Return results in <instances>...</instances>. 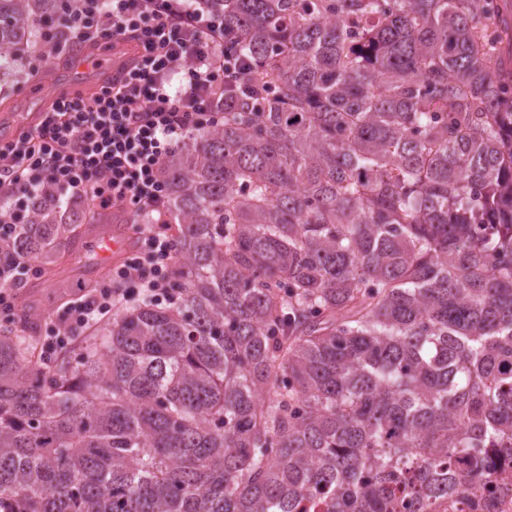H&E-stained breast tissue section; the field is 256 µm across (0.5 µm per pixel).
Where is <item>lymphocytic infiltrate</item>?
<instances>
[{
	"label": "lymphocytic infiltrate",
	"mask_w": 512,
	"mask_h": 512,
	"mask_svg": "<svg viewBox=\"0 0 512 512\" xmlns=\"http://www.w3.org/2000/svg\"><path fill=\"white\" fill-rule=\"evenodd\" d=\"M131 43L137 53L121 82L94 95L58 100L31 129L0 143V240L21 227L15 207L67 200L104 215L128 206L145 219L137 252L110 284L68 304L46 350L61 351L90 319H105L132 288L168 298L175 241L166 231V158L186 136L222 124L225 89L246 68L224 51V17L199 0H67L43 43L62 53L67 40ZM185 82L170 94L173 77Z\"/></svg>",
	"instance_id": "f902f5d3"
}]
</instances>
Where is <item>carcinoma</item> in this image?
Returning a JSON list of instances; mask_svg holds the SVG:
<instances>
[{"label":"carcinoma","instance_id":"carcinoma-1","mask_svg":"<svg viewBox=\"0 0 512 512\" xmlns=\"http://www.w3.org/2000/svg\"><path fill=\"white\" fill-rule=\"evenodd\" d=\"M249 73L165 163L171 288L0 325V512H396L512 448L505 0H208ZM62 0H0V59ZM64 205L38 208L49 268ZM21 244L0 241V265Z\"/></svg>","mask_w":512,"mask_h":512}]
</instances>
